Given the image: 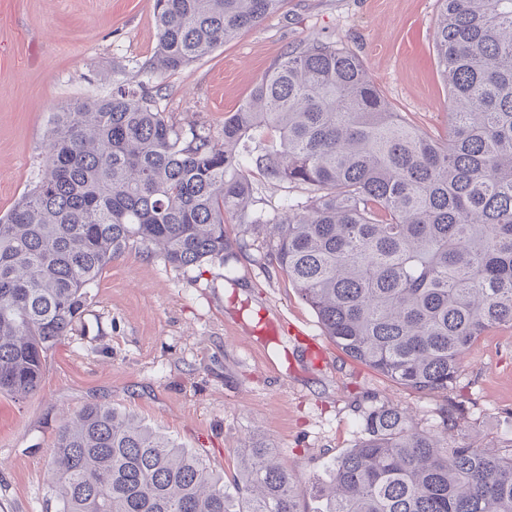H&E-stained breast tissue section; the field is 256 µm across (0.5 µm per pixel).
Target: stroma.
Returning a JSON list of instances; mask_svg holds the SVG:
<instances>
[{"instance_id":"stroma-1","label":"stroma","mask_w":512,"mask_h":512,"mask_svg":"<svg viewBox=\"0 0 512 512\" xmlns=\"http://www.w3.org/2000/svg\"><path fill=\"white\" fill-rule=\"evenodd\" d=\"M438 0H284L282 9L175 73L147 78L153 0H0V215L41 178L59 107L121 84L161 86L169 123L220 137L224 119L288 50L319 39L355 54L393 111L444 140L448 90L434 44ZM246 248L175 268L132 249L113 258L35 394H0V512H56L47 465L64 422L111 405L197 451L232 481L243 449H273L303 507L314 476L354 447L362 411L392 403L418 429L458 416L449 443H503L512 421V330L480 337L446 393L399 385L346 356L267 259L266 237L228 218Z\"/></svg>"}]
</instances>
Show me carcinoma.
I'll return each mask as SVG.
<instances>
[{
  "label": "carcinoma",
  "mask_w": 512,
  "mask_h": 512,
  "mask_svg": "<svg viewBox=\"0 0 512 512\" xmlns=\"http://www.w3.org/2000/svg\"><path fill=\"white\" fill-rule=\"evenodd\" d=\"M283 0H154L152 75L178 72ZM448 87L439 142L393 112L358 58L311 40L224 119V142L178 128L143 85L54 113L36 185L0 216V394L37 390L112 258L159 250L177 268L226 263L233 215L268 230L269 261L348 356L421 392L512 327V0H440ZM307 197L254 208L245 168ZM312 483L311 512H512L506 449L448 445L389 404ZM59 512H301L293 473L248 448L231 485L197 453L105 404L61 427L48 466Z\"/></svg>",
  "instance_id": "1"
}]
</instances>
